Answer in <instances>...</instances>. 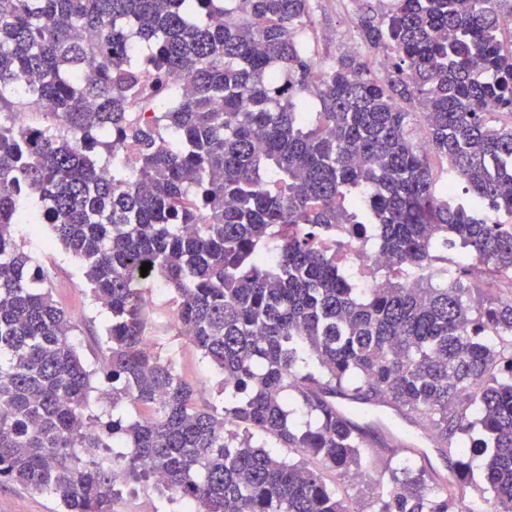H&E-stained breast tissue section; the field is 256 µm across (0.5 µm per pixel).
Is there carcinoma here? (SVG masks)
Wrapping results in <instances>:
<instances>
[{"label": "carcinoma", "instance_id": "1", "mask_svg": "<svg viewBox=\"0 0 512 512\" xmlns=\"http://www.w3.org/2000/svg\"><path fill=\"white\" fill-rule=\"evenodd\" d=\"M309 2L0 0V113L33 98L44 117L0 119V482L63 512H114L120 482L197 512H350L324 472L359 468L379 432L361 419L385 411L442 456L483 458L482 498L512 512V299L481 292L512 289V0H364L358 36L386 76L343 52L317 81ZM142 56L169 103L151 118ZM25 222L51 226L108 313L100 369L17 244ZM339 224L414 284L356 287L323 247ZM151 277L224 404L144 347ZM405 441L372 512H455Z\"/></svg>", "mask_w": 512, "mask_h": 512}]
</instances>
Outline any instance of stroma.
<instances>
[{"instance_id": "1", "label": "stroma", "mask_w": 512, "mask_h": 512, "mask_svg": "<svg viewBox=\"0 0 512 512\" xmlns=\"http://www.w3.org/2000/svg\"><path fill=\"white\" fill-rule=\"evenodd\" d=\"M311 13L314 24L307 30L305 39L309 51L317 63L324 65L339 54L340 48L331 40V32L355 29L359 4L357 0H312ZM14 236L24 251L35 257L52 261L51 287L54 299L76 321L75 344L89 367H97L99 352L97 341L102 338L108 317L101 306L94 302L83 283V271L58 243L49 225L18 224ZM146 299L154 319L148 335L151 349L164 360L181 367L187 378L193 381L203 400L220 402L222 376L210 362L178 336L166 317L170 307L166 292L147 290ZM363 470L368 479L356 483L348 477L337 480L340 493L345 497L350 512H369L376 495V480H388L389 475L379 467L373 454H366ZM58 494L38 492L10 482L0 483V512H61ZM116 512H185L179 503H170L153 488L128 486L115 505Z\"/></svg>"}]
</instances>
